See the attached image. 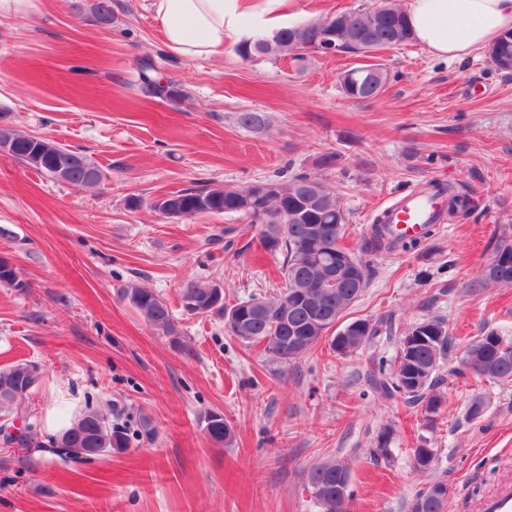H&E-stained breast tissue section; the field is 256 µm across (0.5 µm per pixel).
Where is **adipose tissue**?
I'll list each match as a JSON object with an SVG mask.
<instances>
[{"label":"adipose tissue","instance_id":"adipose-tissue-1","mask_svg":"<svg viewBox=\"0 0 512 512\" xmlns=\"http://www.w3.org/2000/svg\"><path fill=\"white\" fill-rule=\"evenodd\" d=\"M278 0L258 9L244 0H151L170 52L194 60L222 55L226 38L255 39L274 28ZM415 39L439 58L454 60L493 45L512 30V0H410Z\"/></svg>","mask_w":512,"mask_h":512}]
</instances>
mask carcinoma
<instances>
[{
  "instance_id": "obj_1",
  "label": "carcinoma",
  "mask_w": 512,
  "mask_h": 512,
  "mask_svg": "<svg viewBox=\"0 0 512 512\" xmlns=\"http://www.w3.org/2000/svg\"><path fill=\"white\" fill-rule=\"evenodd\" d=\"M95 21L101 26L112 24L111 0H97L93 6ZM336 44L344 51L372 52L395 48L412 41L413 32L406 10L397 0H386L375 9L353 12H337ZM319 22H309L276 32L272 38H259L245 46L235 47L237 54L248 60L262 57H290L293 62L304 61V51L315 49ZM488 62L500 71L512 70V31L506 33L487 50ZM376 76L369 84L349 68L339 78L341 91L354 100L376 98L386 82L387 70L377 64L371 65ZM154 66L140 63L142 88L148 94L166 98L172 102L182 99V93L173 83L164 84L150 76ZM10 135L9 156L23 164H30V152L42 151L38 171L58 180V172L65 174L64 182L92 186L87 178L93 164L75 151L66 149L53 140L42 137L40 141L32 135L4 128ZM428 186L446 193L444 214L455 219L469 212V189L452 183L428 182ZM150 208L164 216L191 218L201 214L238 215L258 222L263 212L275 219L286 213L284 224L265 225L261 234V245L274 256H283L281 270L286 283L309 281L313 288L303 289L302 300L288 299L289 292L277 296L257 298L238 303L247 319L243 327L235 328L224 320L228 333L242 343L265 344V350L281 361L291 362L313 350L322 341L321 333L336 325L341 314L363 292L367 285V266L362 258L340 244L347 224V211L342 196L336 189L306 174L289 180H259L246 186L226 185L221 188H189L171 192L155 200ZM421 239L393 237L388 230L386 215L374 220L371 232L362 245L364 253L396 252L408 253L419 249ZM316 254H326L331 259L338 256L350 259L358 266V275L340 272L335 278L323 277L324 267L313 260ZM483 282L512 284V237L504 234L497 241L492 261L484 268ZM0 284L10 288H22L14 267L0 262ZM127 299L151 325L167 333L175 331V324L166 302L152 290L136 285L121 290ZM181 302L189 314H206L223 309L213 297L212 283L201 279H187L180 284ZM418 326L430 329L429 342L416 349L414 363L407 362L405 350H400L394 367L389 368L383 358L372 360L366 370L370 391L383 397L404 396L407 400L422 405V412L429 428H436L438 409L442 406L444 393L441 386L444 376L440 373L441 361L448 356L451 339L448 325L440 317L424 318ZM414 325V326H416ZM414 326L404 329L402 335L413 333ZM345 332H336L331 339V348H336V339H342L338 354L349 355L362 347L367 340L377 335L378 329L365 319H357L346 326ZM448 375L465 379L470 375L481 376L497 385L512 383V340L495 331L483 333L464 346V356L448 370ZM40 378V368L34 362L17 363L0 368V412L17 411L18 398L29 393ZM205 432L215 444L232 445L234 433L224 414L208 412L204 415ZM392 430L382 429L377 436L375 448L370 452L374 461H387L391 457ZM53 440L67 445L64 455L79 459V449L93 444L99 455L120 452L129 445L126 429L112 423L110 413L88 408L70 422ZM435 459L433 449L422 445L413 450V464L418 470H429ZM351 474L342 462L333 460L312 466L306 476V485L315 502L323 512H350ZM448 506V485L440 479H432L418 491L408 504V512H445Z\"/></svg>"
}]
</instances>
